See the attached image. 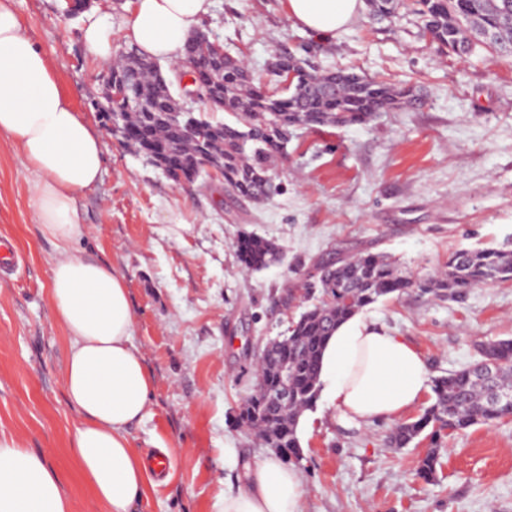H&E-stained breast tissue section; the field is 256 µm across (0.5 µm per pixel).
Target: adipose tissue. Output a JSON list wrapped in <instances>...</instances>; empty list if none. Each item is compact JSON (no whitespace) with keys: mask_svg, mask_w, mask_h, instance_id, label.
<instances>
[{"mask_svg":"<svg viewBox=\"0 0 512 512\" xmlns=\"http://www.w3.org/2000/svg\"><path fill=\"white\" fill-rule=\"evenodd\" d=\"M213 0H131L125 44L176 62ZM363 0H285L288 19L327 40L359 16ZM0 140L18 152L30 184L33 219L57 248L46 294L63 329V386L81 416L71 452L82 483L103 512H134L163 470L133 448L130 428L150 411L153 378L132 342L134 317L124 276L72 249L86 232L81 199L104 173L102 135L75 110L44 52L15 9L0 0ZM421 354L386 328L355 315L330 336L319 382L341 423L362 427L414 407L428 388ZM298 468L265 451L243 465L240 486L224 493L222 512H304ZM0 512H71L61 474L46 456L0 434Z\"/></svg>","mask_w":512,"mask_h":512,"instance_id":"obj_1","label":"adipose tissue"}]
</instances>
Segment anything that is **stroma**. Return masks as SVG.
<instances>
[{"mask_svg": "<svg viewBox=\"0 0 512 512\" xmlns=\"http://www.w3.org/2000/svg\"><path fill=\"white\" fill-rule=\"evenodd\" d=\"M15 7L77 112L99 124L102 66L81 37L87 17L65 18L63 0ZM203 27L255 79L267 80L272 54L286 51L416 87L422 100L365 125L300 132L277 195L260 204L234 201L217 180L175 187L104 135L103 182L81 200L88 233L75 247L124 275L133 342L153 377L132 444L170 459L139 512H221L243 461L265 448L235 424L257 383V345L298 317L313 264L384 254L423 280L455 251L512 240V59L443 51L409 8L391 24L360 14L327 42L293 25L282 0H214ZM30 197L21 158L1 141L0 237L14 240L19 260L0 279V433L55 463L72 512H101L68 448L80 416L66 400L67 343L45 290L56 246L34 223ZM177 223L190 232L176 237ZM244 231L275 240L284 263L244 274L233 249ZM365 316L405 338L437 377L472 363L477 344L512 338V281L459 302L412 288ZM396 422L345 427L318 399L298 428L305 512H512V416L448 438L432 479L416 473L428 438L387 444Z\"/></svg>", "mask_w": 512, "mask_h": 512, "instance_id": "obj_1", "label": "stroma"}]
</instances>
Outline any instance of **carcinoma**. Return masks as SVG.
Here are the masks:
<instances>
[{
    "instance_id": "cac0c4a2",
    "label": "carcinoma",
    "mask_w": 512,
    "mask_h": 512,
    "mask_svg": "<svg viewBox=\"0 0 512 512\" xmlns=\"http://www.w3.org/2000/svg\"><path fill=\"white\" fill-rule=\"evenodd\" d=\"M375 21L397 17L403 0H366ZM424 30L441 47L461 53L476 47L512 58V0H415ZM200 34L190 37L183 59L162 65L124 48L108 65L121 79L123 95L97 106L103 127L115 126L112 136L125 134L131 145L159 162L176 186L203 183L206 167L224 171V189L239 201L259 203L278 192L272 181L288 143L299 130L350 127L371 122L381 112L407 108L420 95L411 87L352 70L318 72L292 53H280L272 72L293 68L291 87L256 85L246 64L224 55L206 53ZM197 75L194 91L202 107L188 113L203 132L205 147L187 136L181 100L174 94L181 74ZM225 112L226 123L210 113ZM246 272L262 271L281 260V247L263 236L243 233L234 242ZM512 280V245L463 249L425 282H416L384 256L357 254L320 262L306 277L307 303L284 334L261 346L258 383L241 406L239 419L255 428L266 447L281 448L288 460L300 457L298 426L305 411L319 398L318 367L323 345L336 326L364 311L380 298L408 288H429L452 300L488 283ZM478 360L468 367L434 378V402L414 420L396 425L389 443L405 448L428 433L431 448L418 462L417 475L431 478L437 471L445 439L476 425H491L512 415V338L476 346ZM492 361V375L484 365ZM288 365V410L274 407L267 393L280 383L281 366Z\"/></svg>"
}]
</instances>
